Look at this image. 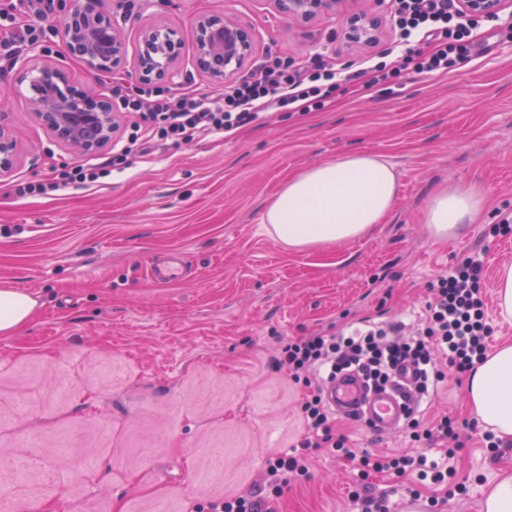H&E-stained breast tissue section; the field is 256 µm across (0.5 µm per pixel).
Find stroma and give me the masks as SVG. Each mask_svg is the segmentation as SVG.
I'll return each instance as SVG.
<instances>
[{"label":"stroma","instance_id":"stroma-1","mask_svg":"<svg viewBox=\"0 0 512 512\" xmlns=\"http://www.w3.org/2000/svg\"><path fill=\"white\" fill-rule=\"evenodd\" d=\"M380 15L376 43L351 50L338 18L303 23L274 0H139L131 18L118 0L103 12L126 38L119 75L140 85L137 55L146 28L176 29L182 48L159 85L210 93L223 80L203 72L189 34L202 15L231 13L256 40L241 77L265 62H292L329 49L337 69L373 58L397 67L394 81L360 89L339 83L319 112L268 111L231 137H206L145 154L93 184L46 196L9 195L19 181H46L81 164L110 160L68 149L34 113L25 68L50 59L71 81L111 94L112 83L68 57L58 0L38 22L41 42L0 65V94L17 144L0 175V286L29 291L30 322L0 337V499L11 512H196L261 481L266 460L304 434L303 384L274 359L282 341L352 329L423 323L430 285L479 255L489 347L512 341L498 313L496 277L512 263V0L483 46L446 75L417 73L389 55L395 39L387 0H345ZM358 150L395 164L400 199L366 236L291 250L260 216L288 176ZM491 190L478 224L435 239L421 221L428 196L451 183ZM183 251L188 279L160 285L148 264ZM466 378L447 373L416 411L468 422L455 458L464 486L444 512H482L488 487L512 473V448L498 446L471 411ZM355 453H423L406 431L370 433L337 418ZM354 464L332 449L290 479L276 512H351Z\"/></svg>","mask_w":512,"mask_h":512}]
</instances>
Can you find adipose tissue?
Listing matches in <instances>:
<instances>
[{
	"mask_svg": "<svg viewBox=\"0 0 512 512\" xmlns=\"http://www.w3.org/2000/svg\"><path fill=\"white\" fill-rule=\"evenodd\" d=\"M400 181L385 157L360 151L314 163L289 176L260 221L288 248L297 250L360 238L396 207ZM490 196L478 183L454 184L431 194L423 222L439 239L456 238L478 223ZM35 299L25 290L0 288V335L18 330ZM468 402L502 443L512 442V342L477 362L466 381Z\"/></svg>",
	"mask_w": 512,
	"mask_h": 512,
	"instance_id": "obj_1",
	"label": "adipose tissue"
}]
</instances>
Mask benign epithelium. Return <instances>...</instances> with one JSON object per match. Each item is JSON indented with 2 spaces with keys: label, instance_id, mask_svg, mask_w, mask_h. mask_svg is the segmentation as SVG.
<instances>
[{
  "label": "benign epithelium",
  "instance_id": "benign-epithelium-1",
  "mask_svg": "<svg viewBox=\"0 0 512 512\" xmlns=\"http://www.w3.org/2000/svg\"><path fill=\"white\" fill-rule=\"evenodd\" d=\"M60 18V34L66 50L96 75L116 73L124 52L119 32L100 9L101 0H67ZM280 10L295 20L309 22L333 12L341 0H277ZM503 0H462L464 13L491 16L502 10ZM379 21L366 11L340 19V35L354 47L374 43ZM197 63L214 78L230 77L250 57L254 46L252 29L232 15L201 16L192 30ZM181 39L177 33L148 29L142 33L138 69L142 76L157 79L176 67ZM32 103L41 123L74 151L92 155L112 143L119 113L103 94L86 85L70 83L65 73L45 62L31 80ZM16 159V142L8 126L0 122V174Z\"/></svg>",
  "mask_w": 512,
  "mask_h": 512
}]
</instances>
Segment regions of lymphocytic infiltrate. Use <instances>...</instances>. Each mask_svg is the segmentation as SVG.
<instances>
[{
  "label": "lymphocytic infiltrate",
  "instance_id": "obj_1",
  "mask_svg": "<svg viewBox=\"0 0 512 512\" xmlns=\"http://www.w3.org/2000/svg\"><path fill=\"white\" fill-rule=\"evenodd\" d=\"M395 20V47L415 62L422 74L451 72L467 58L490 24L486 17H463L459 0H390ZM35 0H12L9 10L0 11V31L20 28L11 39L0 40V60L16 54L24 46L39 40L37 27L25 24ZM338 75L325 53L312 61L262 65L253 75L225 84L211 94H177L159 87L129 88L115 83L112 91L125 109L137 114L127 137L138 142L164 146L192 143L200 137L230 135L239 128L259 121L272 108L311 112L321 110L331 96ZM104 164L79 166L59 173L50 182H19L13 185L15 196L45 195L59 186L97 182L108 175ZM482 263L467 258L451 275H439L432 285V299L423 328L402 339L391 337L384 328L356 331L339 336H306L291 339L280 348L278 365L287 367L293 380L307 377L311 371L333 372L356 365L371 375L389 376L402 361L414 363L422 379L442 380L436 370V354H445L457 374L472 370L476 360L487 351L488 326L483 321V296L479 287ZM307 434L299 452L267 460L260 485L242 488L225 499L220 512H273L271 504L279 497L287 476H303L313 451L322 448L343 450V440L334 436L332 417L321 387H311L302 404ZM359 480L350 499L362 512H386L387 491L377 490L372 476L416 475L419 481L436 489L430 506L446 503L455 494L453 466L438 467L426 458L408 453L366 455L359 462Z\"/></svg>",
  "mask_w": 512,
  "mask_h": 512
}]
</instances>
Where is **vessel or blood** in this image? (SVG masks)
I'll return each mask as SVG.
<instances>
[{"instance_id": "1", "label": "vessel or blood", "mask_w": 512, "mask_h": 512, "mask_svg": "<svg viewBox=\"0 0 512 512\" xmlns=\"http://www.w3.org/2000/svg\"><path fill=\"white\" fill-rule=\"evenodd\" d=\"M417 378L415 367L404 363L394 370L386 387L370 390L358 372H339L327 379L324 394L337 415L354 419L370 432L385 436L405 425L408 412L416 403L413 385Z\"/></svg>"}]
</instances>
